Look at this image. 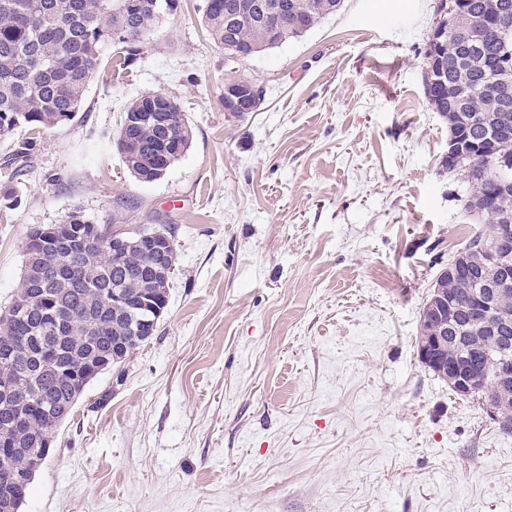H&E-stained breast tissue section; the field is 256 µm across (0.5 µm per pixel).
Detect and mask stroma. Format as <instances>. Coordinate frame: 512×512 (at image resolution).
Returning <instances> with one entry per match:
<instances>
[{"instance_id": "35a3bbf8", "label": "stroma", "mask_w": 512, "mask_h": 512, "mask_svg": "<svg viewBox=\"0 0 512 512\" xmlns=\"http://www.w3.org/2000/svg\"><path fill=\"white\" fill-rule=\"evenodd\" d=\"M439 5L344 0L231 62L205 0H179L131 64L103 50L80 112L0 197V309L29 229L77 209L170 227L176 272L155 335L87 386L23 512H512V435L417 355L430 288L478 225L422 83ZM239 79L265 96L233 116ZM155 91L192 143L143 182L115 141Z\"/></svg>"}]
</instances>
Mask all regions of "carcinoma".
Instances as JSON below:
<instances>
[{"mask_svg": "<svg viewBox=\"0 0 512 512\" xmlns=\"http://www.w3.org/2000/svg\"><path fill=\"white\" fill-rule=\"evenodd\" d=\"M177 0H0V137L19 129L40 132L73 120L81 109L84 93L100 66L102 48L125 45L124 61L137 56V43L154 22ZM259 0H206L202 22L211 38L224 51L256 56L307 34L323 19L335 14L344 0H288V14L261 15ZM452 29L439 43L424 51L425 93L432 110L448 118V103L460 110L456 116L461 135L468 140H495L494 151L512 154V101L505 104L493 93L502 77L512 76V0H458ZM124 139L119 150L133 175L146 182L162 178L169 167L191 145V129L181 105L173 97L163 100L147 93L130 103L120 129ZM34 141L18 143L9 156V179L27 175ZM476 181H468L466 207L486 205L481 217L487 229L474 232L465 248L479 252L491 242L500 218L512 216V193L489 198L481 172L492 173L490 153L472 159ZM52 263L43 270L42 261L25 250L26 261L20 286L4 314L8 322L0 331V349L8 348L13 336H42L44 308L52 303L64 317H76L61 332L63 357L73 370L94 364L112 353V343H126L134 352L144 345L130 329V320L120 308H112V289L123 288L132 299L147 306L166 308L173 273L150 279L152 256L135 245L122 258L105 246L87 249L75 260L73 244L77 232L92 226L81 211L65 221ZM165 239L169 266L176 263L171 229L138 228L119 236L135 243L148 233ZM474 279L462 281L441 271L432 288L443 289L455 303L454 319L465 330L467 344L448 347V355L470 358L481 377L480 395L493 402L512 432V394L503 395L493 377L491 358L483 352L485 329L469 321L470 293L475 281L486 276L476 270ZM8 374L19 384L15 400L0 402V425L26 414L31 403L65 402L73 411L89 375L80 383L54 365L18 353L0 358V375ZM40 449L27 444L24 450L0 462V481L8 471L37 470Z\"/></svg>", "mask_w": 512, "mask_h": 512, "instance_id": "cac0c4a2", "label": "carcinoma"}]
</instances>
